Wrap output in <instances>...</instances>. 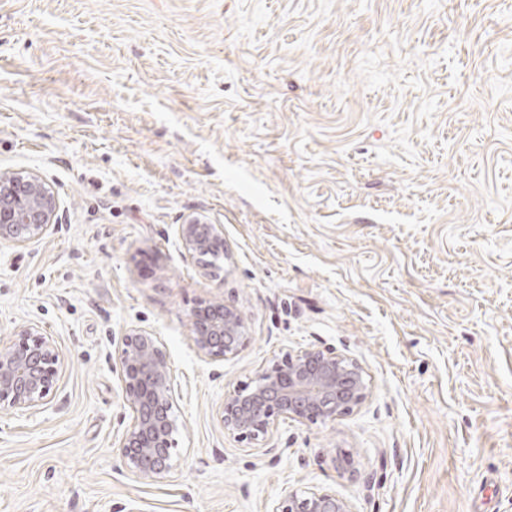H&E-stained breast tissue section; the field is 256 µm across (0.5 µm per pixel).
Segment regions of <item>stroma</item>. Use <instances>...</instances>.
Listing matches in <instances>:
<instances>
[{
  "instance_id": "obj_1",
  "label": "stroma",
  "mask_w": 512,
  "mask_h": 512,
  "mask_svg": "<svg viewBox=\"0 0 512 512\" xmlns=\"http://www.w3.org/2000/svg\"><path fill=\"white\" fill-rule=\"evenodd\" d=\"M59 222L0 240V345L65 358L0 412V512H512V0H0V172ZM224 227L221 268L177 234ZM248 343L201 357L199 304ZM154 332L179 426L165 478L129 471L118 342ZM363 366L329 422L226 430L225 393L286 352ZM273 512H353L350 503L331 491L308 489L281 500Z\"/></svg>"
}]
</instances>
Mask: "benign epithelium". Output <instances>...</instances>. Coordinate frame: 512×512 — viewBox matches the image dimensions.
Instances as JSON below:
<instances>
[{
    "label": "benign epithelium",
    "instance_id": "1",
    "mask_svg": "<svg viewBox=\"0 0 512 512\" xmlns=\"http://www.w3.org/2000/svg\"><path fill=\"white\" fill-rule=\"evenodd\" d=\"M58 199L40 176L0 173V239L25 245L46 235L56 221ZM186 252L201 259L214 242L224 243V225L196 218L179 225ZM198 354L222 360L245 345L241 313L222 303L202 304L191 314ZM120 383L130 421L119 437L127 468L143 479H160L174 469L178 431L173 416L172 367L153 332L135 327L120 339ZM64 359L52 337L33 324L18 339L0 346V411L27 412L54 392ZM366 398L364 368L333 349L288 352L261 368L255 379L224 397V427L250 443L263 440L280 417L312 423L333 421L352 412ZM273 512H353L350 503L327 490L294 492Z\"/></svg>",
    "mask_w": 512,
    "mask_h": 512
}]
</instances>
